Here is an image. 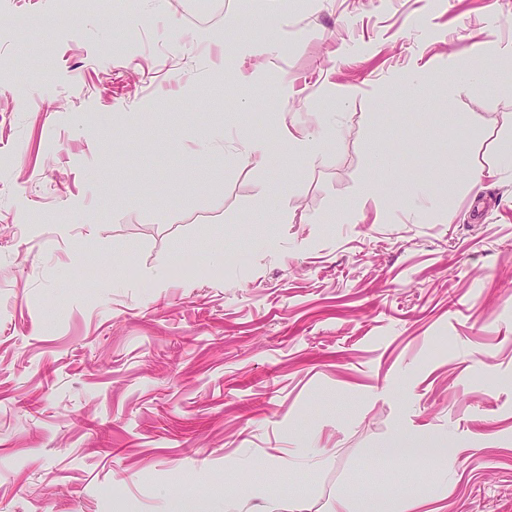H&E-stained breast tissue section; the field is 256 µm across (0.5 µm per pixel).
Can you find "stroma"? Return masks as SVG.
I'll use <instances>...</instances> for the list:
<instances>
[{
  "instance_id": "stroma-1",
  "label": "stroma",
  "mask_w": 512,
  "mask_h": 512,
  "mask_svg": "<svg viewBox=\"0 0 512 512\" xmlns=\"http://www.w3.org/2000/svg\"><path fill=\"white\" fill-rule=\"evenodd\" d=\"M103 3L0 0V512H512V0ZM335 134L321 117L317 118L313 126L291 125L288 127V148L292 153L314 163L321 158L325 143ZM445 448H438L430 444L425 439L410 438L400 435L390 442L385 448L378 450V456L383 458L387 456H408V457H426L435 456Z\"/></svg>"
}]
</instances>
